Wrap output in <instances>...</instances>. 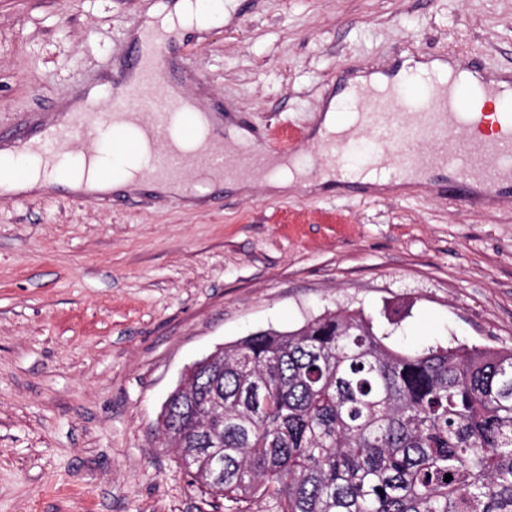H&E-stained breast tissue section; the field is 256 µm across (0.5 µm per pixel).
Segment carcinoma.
Returning a JSON list of instances; mask_svg holds the SVG:
<instances>
[{"instance_id":"carcinoma-1","label":"carcinoma","mask_w":512,"mask_h":512,"mask_svg":"<svg viewBox=\"0 0 512 512\" xmlns=\"http://www.w3.org/2000/svg\"><path fill=\"white\" fill-rule=\"evenodd\" d=\"M385 336L347 308L226 345L160 438L215 509L269 496L279 512H512V350ZM204 426L224 432L222 481L192 455Z\"/></svg>"}]
</instances>
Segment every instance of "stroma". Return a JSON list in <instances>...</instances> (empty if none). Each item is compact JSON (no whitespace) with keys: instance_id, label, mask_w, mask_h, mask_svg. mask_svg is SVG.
<instances>
[{"instance_id":"stroma-1","label":"stroma","mask_w":512,"mask_h":512,"mask_svg":"<svg viewBox=\"0 0 512 512\" xmlns=\"http://www.w3.org/2000/svg\"><path fill=\"white\" fill-rule=\"evenodd\" d=\"M158 2L0 0V148L109 89ZM399 48L511 75L512 0H237L182 33L167 78L316 170L336 72ZM447 183L276 195L258 177L193 208L147 187L0 193V512H213L157 416L187 366L256 331L351 307L396 348H512V200Z\"/></svg>"}]
</instances>
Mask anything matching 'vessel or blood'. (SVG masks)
<instances>
[{
  "mask_svg": "<svg viewBox=\"0 0 512 512\" xmlns=\"http://www.w3.org/2000/svg\"><path fill=\"white\" fill-rule=\"evenodd\" d=\"M180 33L176 23L159 25L145 33L133 60L142 73L140 82L125 84L122 93H110L109 110H102L94 102L83 110L85 149H92L103 132L110 136L113 151H125L129 140L123 127L138 120L151 99L160 102L152 123L146 127L151 135L168 137L173 115L199 111L193 98L170 95L165 80L167 51ZM351 107L374 139L371 163H386L397 153L406 167H446L464 178L488 179L512 187V83L504 87L499 80L475 71L464 81L409 80L383 92L358 87L351 96ZM459 128L479 129L482 136L468 147H460L451 139ZM421 132L434 134L438 148L423 156L407 153V146ZM191 162L227 176L244 169L240 155L227 157L207 149L198 150Z\"/></svg>",
  "mask_w": 512,
  "mask_h": 512,
  "instance_id": "1",
  "label": "vessel or blood"
}]
</instances>
